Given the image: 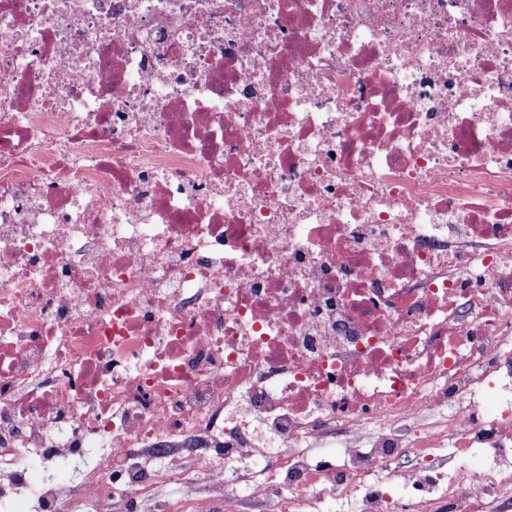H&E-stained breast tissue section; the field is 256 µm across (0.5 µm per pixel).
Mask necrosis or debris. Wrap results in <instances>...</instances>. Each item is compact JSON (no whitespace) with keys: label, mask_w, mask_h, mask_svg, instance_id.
<instances>
[{"label":"necrosis or debris","mask_w":512,"mask_h":512,"mask_svg":"<svg viewBox=\"0 0 512 512\" xmlns=\"http://www.w3.org/2000/svg\"><path fill=\"white\" fill-rule=\"evenodd\" d=\"M499 406L512 0H0V512H479Z\"/></svg>","instance_id":"4bbe7bcc"}]
</instances>
